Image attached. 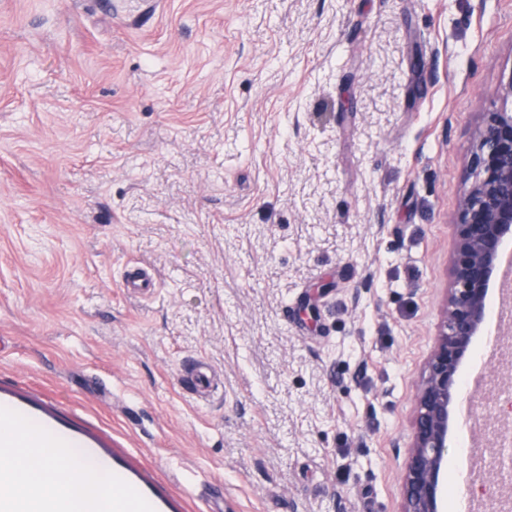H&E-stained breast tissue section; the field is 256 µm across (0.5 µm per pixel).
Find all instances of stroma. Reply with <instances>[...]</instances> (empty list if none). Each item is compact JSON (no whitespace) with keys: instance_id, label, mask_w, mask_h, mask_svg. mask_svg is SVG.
I'll return each instance as SVG.
<instances>
[{"instance_id":"35a3bbf8","label":"stroma","mask_w":512,"mask_h":512,"mask_svg":"<svg viewBox=\"0 0 512 512\" xmlns=\"http://www.w3.org/2000/svg\"><path fill=\"white\" fill-rule=\"evenodd\" d=\"M511 76L512 0H0V403L157 512H402ZM472 401L483 512L512 398Z\"/></svg>"}]
</instances>
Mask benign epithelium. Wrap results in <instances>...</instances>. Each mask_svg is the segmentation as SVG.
<instances>
[{
    "instance_id": "7a95c632",
    "label": "benign epithelium",
    "mask_w": 512,
    "mask_h": 512,
    "mask_svg": "<svg viewBox=\"0 0 512 512\" xmlns=\"http://www.w3.org/2000/svg\"><path fill=\"white\" fill-rule=\"evenodd\" d=\"M474 180L460 202L451 283L441 329L415 395L402 512H443L449 406L459 367L486 314V292L512 231V107L483 114L471 150Z\"/></svg>"
}]
</instances>
